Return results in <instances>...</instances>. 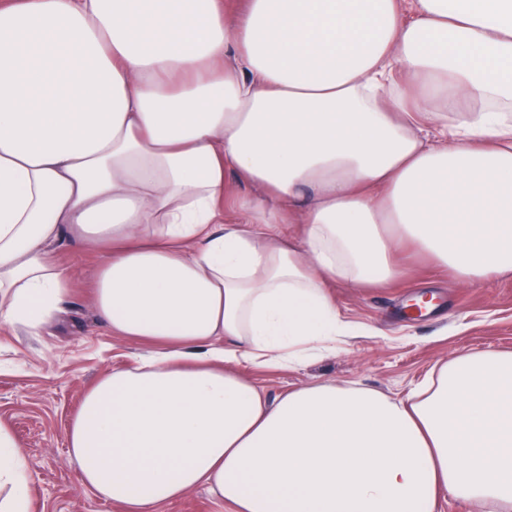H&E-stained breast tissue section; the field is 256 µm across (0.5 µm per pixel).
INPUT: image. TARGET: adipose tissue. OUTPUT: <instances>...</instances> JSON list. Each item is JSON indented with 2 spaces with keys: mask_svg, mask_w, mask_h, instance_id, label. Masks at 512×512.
Masks as SVG:
<instances>
[{
  "mask_svg": "<svg viewBox=\"0 0 512 512\" xmlns=\"http://www.w3.org/2000/svg\"><path fill=\"white\" fill-rule=\"evenodd\" d=\"M238 2L0 0V326L68 293L66 230L105 255L100 318L160 345L72 417L82 485L123 512L199 487L233 512H512V351L406 402L270 400L235 370L344 335L332 286L386 285L399 243L512 272V0ZM229 175L265 191L233 224ZM29 470L0 426V512H29Z\"/></svg>",
  "mask_w": 512,
  "mask_h": 512,
  "instance_id": "1",
  "label": "adipose tissue"
}]
</instances>
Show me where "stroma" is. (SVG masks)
<instances>
[{
  "label": "stroma",
  "instance_id": "35a3bbf8",
  "mask_svg": "<svg viewBox=\"0 0 512 512\" xmlns=\"http://www.w3.org/2000/svg\"><path fill=\"white\" fill-rule=\"evenodd\" d=\"M52 251L69 274L70 291L39 331L0 327V425L13 433L29 461L31 512H120L82 486L66 429L93 385L133 364L150 346L113 335L98 316L92 283L102 253L66 234ZM400 261L402 274L386 287L332 288L336 311L351 329L335 348L287 367L240 364L237 372L271 398L336 382L403 399L460 354L512 350V273L465 281L408 247ZM423 294L433 299L432 314L409 315L408 304Z\"/></svg>",
  "mask_w": 512,
  "mask_h": 512
}]
</instances>
